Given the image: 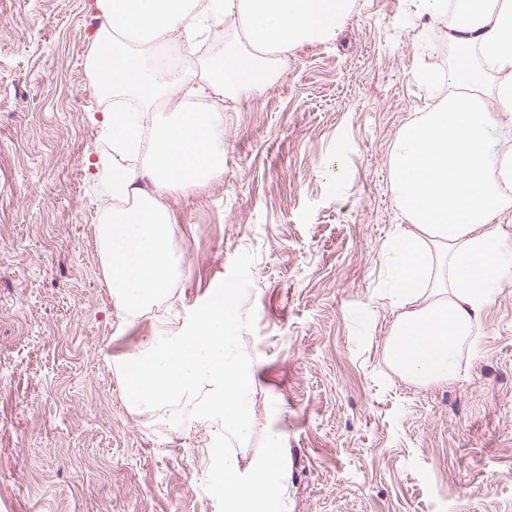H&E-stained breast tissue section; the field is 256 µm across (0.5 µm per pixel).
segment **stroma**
Here are the masks:
<instances>
[{"label": "stroma", "instance_id": "stroma-1", "mask_svg": "<svg viewBox=\"0 0 512 512\" xmlns=\"http://www.w3.org/2000/svg\"><path fill=\"white\" fill-rule=\"evenodd\" d=\"M93 0H0V512H219L206 491L218 423L130 408L123 360L180 333L254 256L251 431L284 444L286 512H512V286L494 291L458 377L405 382L385 351L397 314L386 244L401 128L444 103L445 18L420 0H354L335 34L290 50L262 90L224 95V174L165 203L180 268L127 314L94 225L111 204L86 69Z\"/></svg>", "mask_w": 512, "mask_h": 512}]
</instances>
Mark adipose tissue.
<instances>
[{
    "label": "adipose tissue",
    "instance_id": "1",
    "mask_svg": "<svg viewBox=\"0 0 512 512\" xmlns=\"http://www.w3.org/2000/svg\"><path fill=\"white\" fill-rule=\"evenodd\" d=\"M352 0H95L101 33L86 57L99 93L120 90L143 107L161 104L149 153L138 156L140 115L104 113L112 142L107 175L116 206L99 211L96 241L104 279L129 313L162 298L175 276L171 212L164 195L197 188L224 171L219 112L190 99H220L229 89L265 83L271 53L335 34ZM434 17L455 7L464 21L448 31L457 48L450 84L480 85L499 75L496 108L465 95L403 126L391 152L392 188L408 224L388 242V277L398 314L386 343L395 370L414 385L453 378L461 341L472 335L490 291L512 279L497 220L511 206L500 185L512 181V155L490 175L487 130L494 112L512 120V0H423ZM234 17L252 50L227 49L205 77L146 71L131 40L208 38Z\"/></svg>",
    "mask_w": 512,
    "mask_h": 512
}]
</instances>
